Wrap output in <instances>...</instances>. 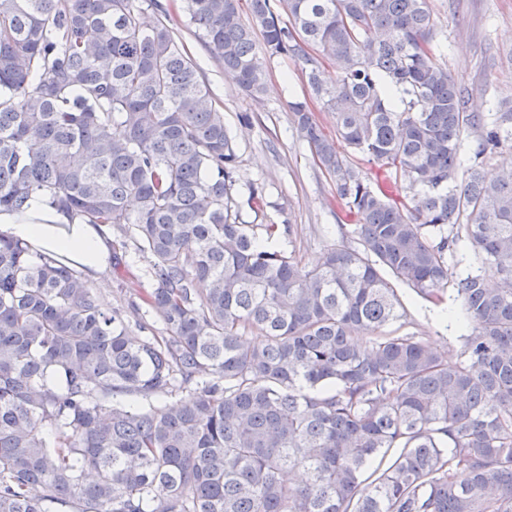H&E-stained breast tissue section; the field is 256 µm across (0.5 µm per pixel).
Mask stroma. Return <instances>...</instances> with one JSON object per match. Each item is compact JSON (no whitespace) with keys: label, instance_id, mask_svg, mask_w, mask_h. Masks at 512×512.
Listing matches in <instances>:
<instances>
[{"label":"stroma","instance_id":"stroma-1","mask_svg":"<svg viewBox=\"0 0 512 512\" xmlns=\"http://www.w3.org/2000/svg\"><path fill=\"white\" fill-rule=\"evenodd\" d=\"M163 2L169 7L171 26L198 64L236 143L238 190L254 185L263 191L262 212L243 210V221L297 228L294 237L280 235L277 245L287 252L297 251L307 261L339 243L356 246L352 225L342 222L345 208L334 186L319 170L293 123L290 105L303 102L325 134H336L334 115L311 95L302 62L289 56L266 61L265 91L260 98H251L204 48L182 14L179 0ZM430 9L437 30L436 56L469 89L471 111L485 112L497 101L512 98V0H430ZM107 236L111 253L123 259L124 276L116 278L108 267L92 286L106 307H121L138 300L148 287L150 257L117 230L108 231ZM397 291L413 330L424 333L438 353L456 360L463 346L459 327L467 320L461 301L450 298L437 307L405 285H398Z\"/></svg>","mask_w":512,"mask_h":512}]
</instances>
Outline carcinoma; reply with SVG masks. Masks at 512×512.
Here are the masks:
<instances>
[{
    "label": "carcinoma",
    "instance_id": "1",
    "mask_svg": "<svg viewBox=\"0 0 512 512\" xmlns=\"http://www.w3.org/2000/svg\"><path fill=\"white\" fill-rule=\"evenodd\" d=\"M182 2L252 97L263 57L305 63L351 154L306 104L294 124L359 247L306 262L240 222L261 190L238 196L224 113L159 0H0V212L41 196L131 234L166 329L130 342L139 303L105 307L67 257L0 233V512H512V167L484 171L512 100L469 111L428 0ZM458 251L480 270L451 271ZM396 282L461 300L459 360L389 329Z\"/></svg>",
    "mask_w": 512,
    "mask_h": 512
}]
</instances>
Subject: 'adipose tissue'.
I'll use <instances>...</instances> for the list:
<instances>
[{
	"label": "adipose tissue",
	"instance_id": "obj_1",
	"mask_svg": "<svg viewBox=\"0 0 512 512\" xmlns=\"http://www.w3.org/2000/svg\"><path fill=\"white\" fill-rule=\"evenodd\" d=\"M0 232L28 243L37 252L68 256L91 276L107 266L109 247L101 227L67 223L41 200L34 201L22 216L0 213Z\"/></svg>",
	"mask_w": 512,
	"mask_h": 512
}]
</instances>
